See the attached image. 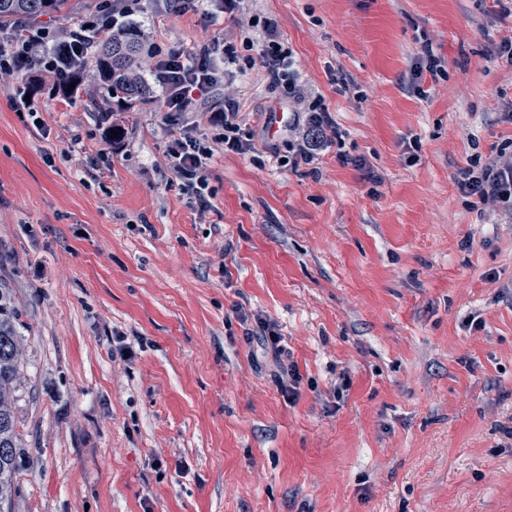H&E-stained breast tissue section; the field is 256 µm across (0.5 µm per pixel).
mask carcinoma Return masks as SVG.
<instances>
[{
    "instance_id": "obj_1",
    "label": "carcinoma",
    "mask_w": 512,
    "mask_h": 512,
    "mask_svg": "<svg viewBox=\"0 0 512 512\" xmlns=\"http://www.w3.org/2000/svg\"><path fill=\"white\" fill-rule=\"evenodd\" d=\"M71 0H0V32L18 33L22 17L54 13L64 18L72 11ZM88 43L98 49L97 61L107 74L108 89L120 99H144L148 83L133 75V65L145 55L143 39L126 25L104 37L94 34ZM20 309L13 289L0 282V507L11 504L19 491L20 440L16 401L20 378Z\"/></svg>"
}]
</instances>
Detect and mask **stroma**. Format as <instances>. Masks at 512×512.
<instances>
[{
	"instance_id": "1",
	"label": "stroma",
	"mask_w": 512,
	"mask_h": 512,
	"mask_svg": "<svg viewBox=\"0 0 512 512\" xmlns=\"http://www.w3.org/2000/svg\"><path fill=\"white\" fill-rule=\"evenodd\" d=\"M257 18L342 138L292 168L296 103L237 63L220 93L255 147L225 152L189 114L213 150L204 208L167 166L158 86L117 101L93 60L74 96L0 75V280L23 324L9 512H512V218L457 186L512 148L493 54L512 14L245 0L208 19L148 0L133 20L189 53ZM425 46L441 74L420 71Z\"/></svg>"
}]
</instances>
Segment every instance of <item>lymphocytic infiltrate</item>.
I'll return each mask as SVG.
<instances>
[{"label": "lymphocytic infiltrate", "instance_id": "lymphocytic-infiltrate-1", "mask_svg": "<svg viewBox=\"0 0 512 512\" xmlns=\"http://www.w3.org/2000/svg\"><path fill=\"white\" fill-rule=\"evenodd\" d=\"M263 37L247 40V49L256 51L259 62L270 80L271 88H285L304 105V117L294 118L288 127L293 167L311 165L319 151L338 138L339 132L329 117L322 97L301 90L294 76L292 52L280 39L271 21L262 25ZM152 76L163 94L166 123L178 127L179 135L168 150V164L175 177L199 203H206L208 184L205 178L212 151L185 127L191 112H219L222 132L219 140L225 151L243 155L253 148L252 135L240 123L239 103L232 98L217 102V91L230 65L236 64L235 44L203 43L189 54L155 47L151 56ZM88 61L86 36L72 31L58 36L48 28L22 26L21 37L10 48H0V72L19 73L23 64L40 66L52 74L57 83L76 74ZM460 192L473 204H493L512 214V154L499 153L484 166H471L458 180Z\"/></svg>", "mask_w": 512, "mask_h": 512}]
</instances>
